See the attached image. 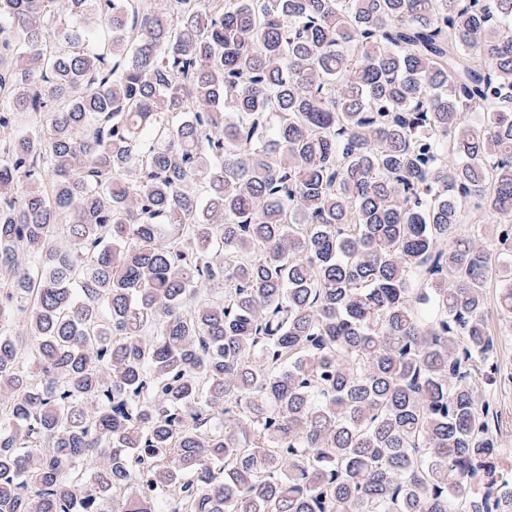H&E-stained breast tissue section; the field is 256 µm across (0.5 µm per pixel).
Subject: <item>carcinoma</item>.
<instances>
[{
	"label": "carcinoma",
	"instance_id": "carcinoma-1",
	"mask_svg": "<svg viewBox=\"0 0 512 512\" xmlns=\"http://www.w3.org/2000/svg\"><path fill=\"white\" fill-rule=\"evenodd\" d=\"M56 4L0 0V512H512V0ZM486 319L497 340L496 360L500 370V382L492 391L497 403L498 417L494 427L500 448L512 459V328L500 316L497 306V289L487 288Z\"/></svg>",
	"mask_w": 512,
	"mask_h": 512
}]
</instances>
